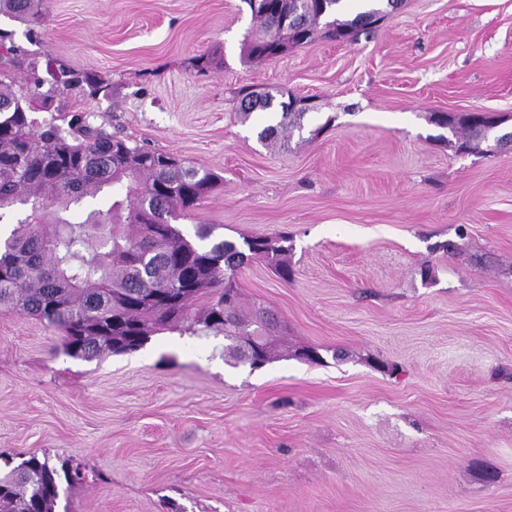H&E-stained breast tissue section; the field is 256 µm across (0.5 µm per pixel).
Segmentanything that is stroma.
Segmentation results:
<instances>
[{"mask_svg": "<svg viewBox=\"0 0 512 512\" xmlns=\"http://www.w3.org/2000/svg\"><path fill=\"white\" fill-rule=\"evenodd\" d=\"M47 6L37 35L0 28L41 79L58 59L108 85L57 106L219 172L181 229L288 234L293 277L238 275L242 311L270 314L255 371L220 335L73 358L0 309V452L82 466L56 512H512V150L458 151L433 121L512 131V0H402L370 36L262 64L245 0ZM243 88L314 108L273 148L267 113L237 119ZM473 112H480L482 114L473 118L466 115L459 122L461 129H464L463 138L465 140L461 143V147L471 148V143L477 141V146L481 141L488 140L491 135V130L495 127L507 122L506 115L497 114L494 112H482L476 110Z\"/></svg>", "mask_w": 512, "mask_h": 512, "instance_id": "1", "label": "stroma"}]
</instances>
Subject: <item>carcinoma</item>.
Returning <instances> with one entry per match:
<instances>
[{
	"label": "carcinoma",
	"instance_id": "carcinoma-1",
	"mask_svg": "<svg viewBox=\"0 0 512 512\" xmlns=\"http://www.w3.org/2000/svg\"><path fill=\"white\" fill-rule=\"evenodd\" d=\"M261 32L245 37L249 62H271L290 46L312 41L319 29L336 41L370 34L381 19L371 8L351 20L336 18L341 0H244ZM44 0H0V13L33 33L46 20ZM14 33L0 28V219L15 218L0 236V308L32 316L61 333L74 358L143 348L153 336L178 332L224 337L263 333L265 311L239 314L237 274L258 258L285 281L288 238L252 237L243 244H207L201 224L190 238L174 221L190 215L223 181L171 153L149 149L89 122L63 126L60 116H35L29 94L6 83L20 64ZM64 77L86 83L95 96L104 82L61 64ZM304 113L280 112L260 139L275 142L301 126ZM512 118L484 112L460 122L446 113L434 122L464 129L461 146L489 139ZM0 512H56L61 483H80L79 470L47 455L18 465L4 458Z\"/></svg>",
	"mask_w": 512,
	"mask_h": 512
}]
</instances>
